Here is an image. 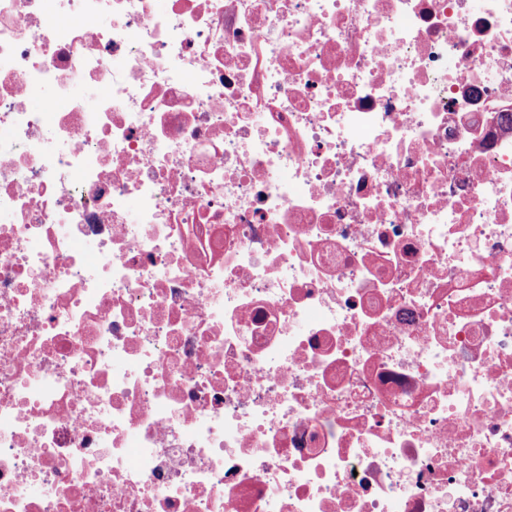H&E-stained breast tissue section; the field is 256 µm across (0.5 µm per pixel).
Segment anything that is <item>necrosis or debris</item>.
<instances>
[{"label": "necrosis or debris", "mask_w": 512, "mask_h": 512, "mask_svg": "<svg viewBox=\"0 0 512 512\" xmlns=\"http://www.w3.org/2000/svg\"><path fill=\"white\" fill-rule=\"evenodd\" d=\"M0 512H512V0H0Z\"/></svg>", "instance_id": "1"}]
</instances>
